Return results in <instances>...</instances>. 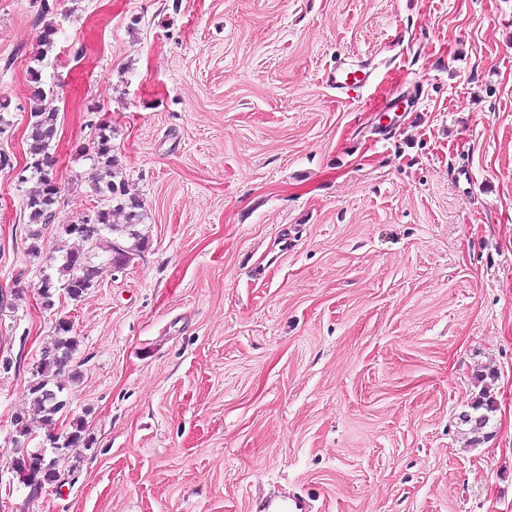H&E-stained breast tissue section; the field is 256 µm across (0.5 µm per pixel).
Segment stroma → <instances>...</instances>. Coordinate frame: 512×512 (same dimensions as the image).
<instances>
[{
    "mask_svg": "<svg viewBox=\"0 0 512 512\" xmlns=\"http://www.w3.org/2000/svg\"><path fill=\"white\" fill-rule=\"evenodd\" d=\"M0 0V512H512V0ZM55 48L42 53L44 22ZM369 73L336 94L337 61ZM61 188L29 252L31 69ZM148 239L44 309L64 225L101 205L97 124ZM68 320L56 429L93 440L31 491L15 416ZM497 373L491 434L459 420ZM311 507L306 500L300 498L269 497L254 501L249 510L252 512H306Z\"/></svg>",
    "mask_w": 512,
    "mask_h": 512,
    "instance_id": "obj_1",
    "label": "stroma"
}]
</instances>
